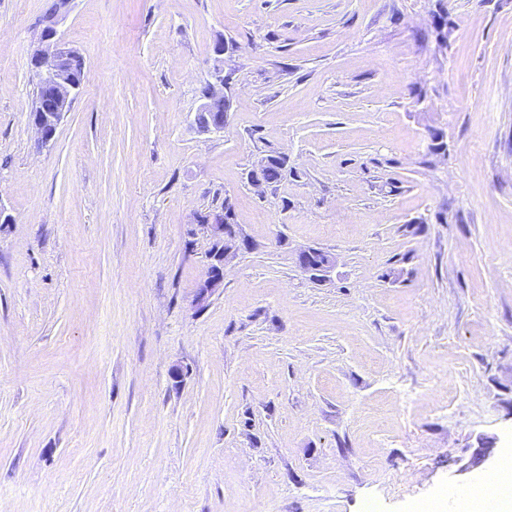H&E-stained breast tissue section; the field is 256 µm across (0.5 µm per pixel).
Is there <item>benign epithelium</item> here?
<instances>
[{"label":"benign epithelium","mask_w":512,"mask_h":512,"mask_svg":"<svg viewBox=\"0 0 512 512\" xmlns=\"http://www.w3.org/2000/svg\"><path fill=\"white\" fill-rule=\"evenodd\" d=\"M70 58V50L55 47L53 50H39L31 59V71L44 90L49 107L40 104L33 110V121L43 143L49 142L55 135L58 125L69 111L80 86L74 84L65 64ZM213 77L215 84L210 86L207 101L202 103L194 113L195 124L203 131L220 132L227 123L231 110L230 98L217 91L216 86H224V71L217 67ZM210 243L216 245L215 257L207 264L206 276L201 283L196 302L203 304L224 282V266L230 254L237 252L246 244V240L232 237L224 238V214H216L212 222L204 225ZM312 249L303 250L299 254V265L302 271L315 283H324L330 278L335 267V259L329 258L323 265H309L307 256Z\"/></svg>","instance_id":"benign-epithelium-1"}]
</instances>
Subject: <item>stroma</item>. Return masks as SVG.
Returning a JSON list of instances; mask_svg holds the SVG:
<instances>
[{
    "label": "stroma",
    "instance_id": "1",
    "mask_svg": "<svg viewBox=\"0 0 512 512\" xmlns=\"http://www.w3.org/2000/svg\"><path fill=\"white\" fill-rule=\"evenodd\" d=\"M52 2L0 0V512H458L512 448V0H70L41 146ZM70 58V50L58 47L50 50H38L31 59V71L37 82L44 90L49 107L43 102L36 105L33 121L40 135L41 143L49 142L55 135L58 125L69 111L74 97L80 86L74 84L65 64ZM212 100H220L224 103V115L223 117L216 123L212 122L209 118V113L206 112L208 108V102ZM231 110V100L225 95L223 92H218L215 88V85H210V93L207 96V99L200 108L194 113V122L195 124L203 131H214L220 132L224 129L227 123L228 114ZM206 230L211 244H216L215 258L210 257L207 264L206 276L201 283L196 302L203 304L224 282V266L232 253H236L246 240L232 237L224 238V213L216 214L211 223L201 224ZM314 248L303 250L299 254V265L302 271L315 283H324L330 278V274L335 267V259L329 257L324 265H309L307 256L312 253Z\"/></svg>",
    "mask_w": 512,
    "mask_h": 512
}]
</instances>
